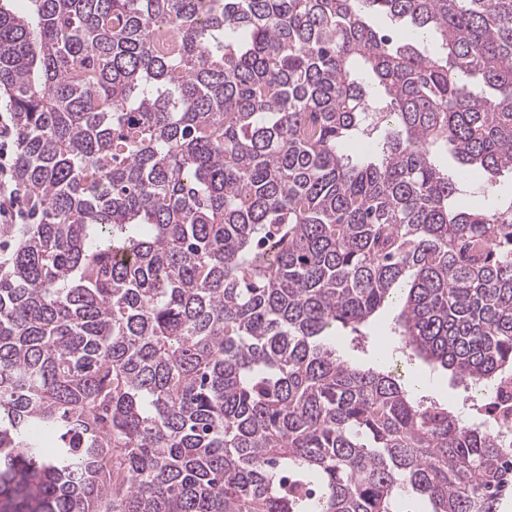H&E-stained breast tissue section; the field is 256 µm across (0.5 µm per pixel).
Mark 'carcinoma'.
<instances>
[{
	"mask_svg": "<svg viewBox=\"0 0 512 512\" xmlns=\"http://www.w3.org/2000/svg\"><path fill=\"white\" fill-rule=\"evenodd\" d=\"M28 2L0 6L38 214L0 224V512H502L512 420L327 339L394 303L409 360L512 382V202L455 205L512 171V0Z\"/></svg>",
	"mask_w": 512,
	"mask_h": 512,
	"instance_id": "cac0c4a2",
	"label": "carcinoma"
}]
</instances>
